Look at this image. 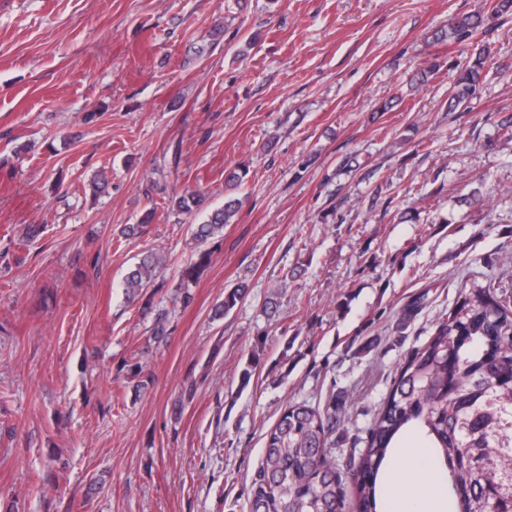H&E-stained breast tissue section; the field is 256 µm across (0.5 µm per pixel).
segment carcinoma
Instances as JSON below:
<instances>
[{
	"label": "carcinoma",
	"mask_w": 512,
	"mask_h": 512,
	"mask_svg": "<svg viewBox=\"0 0 512 512\" xmlns=\"http://www.w3.org/2000/svg\"><path fill=\"white\" fill-rule=\"evenodd\" d=\"M479 16L448 27L456 42L477 39ZM487 46L454 62L451 110L465 109L480 93ZM200 199L175 197L183 214ZM230 199L195 225L204 243L223 233L238 212ZM162 260L149 255L123 281L127 294L150 288ZM208 266L203 252L187 263L182 279L196 281ZM248 294L244 285L224 290L215 315H228ZM286 406L265 437L260 466L250 486V512H393L385 468L407 433L422 437L446 471L448 512H512V299L476 285L440 319L427 343L411 352L390 395L368 429L358 462L349 465L353 496L346 499L331 458L339 404Z\"/></svg>",
	"instance_id": "carcinoma-1"
}]
</instances>
